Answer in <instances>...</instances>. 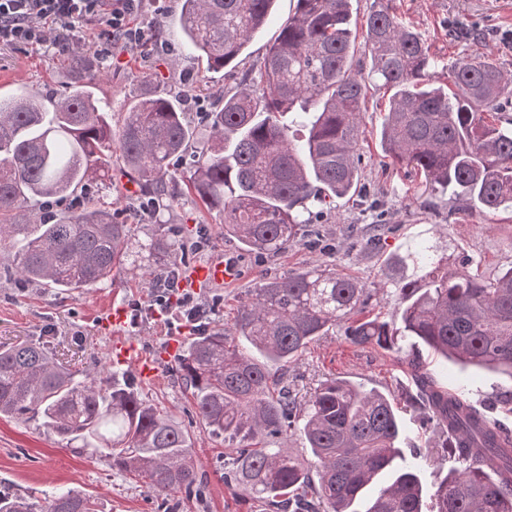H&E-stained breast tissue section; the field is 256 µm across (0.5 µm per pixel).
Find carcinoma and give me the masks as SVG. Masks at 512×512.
Instances as JSON below:
<instances>
[{
  "label": "carcinoma",
  "instance_id": "1",
  "mask_svg": "<svg viewBox=\"0 0 512 512\" xmlns=\"http://www.w3.org/2000/svg\"><path fill=\"white\" fill-rule=\"evenodd\" d=\"M352 0H296L269 46L258 77L224 89V105L206 114L196 137L183 96H132L124 118L93 100L98 59L83 57L69 90L47 105L23 90L0 97V248L12 257L7 278L43 288L84 290L129 265L154 281L188 257L186 243L157 224L131 261L130 225L92 196L112 179V156L160 205L181 175L197 205L223 216L224 235L247 251L279 253L336 200L360 191L358 152L370 87L389 94L381 129L383 157L450 191L461 205L512 210V76L487 55L465 56L437 84L428 43L375 0L363 44L350 29ZM275 0H183L184 44L209 73L227 70L267 23ZM368 78L357 77V52ZM85 199L56 213L33 214L35 201ZM413 279L395 283L401 325L371 316L373 291L324 269L263 279L248 290L230 327L204 326L176 369L199 423L224 442L237 493L275 512H512V431L409 360L414 389L404 402L444 428L436 456L402 455L397 399L330 377L301 391L271 374L287 372L308 347L341 325L356 346L393 350L408 342L462 367L512 378V266L494 279L462 261L450 271L426 239L398 259ZM241 335L250 345L236 344ZM0 417L38 419L65 447L79 442L108 452L112 463L157 495L199 489L188 431L141 400L115 371L81 379L39 342L0 346ZM294 431L312 459L278 444ZM453 457L458 467L424 510L420 474ZM0 512H97L95 499L71 490L44 503L0 493Z\"/></svg>",
  "mask_w": 512,
  "mask_h": 512
}]
</instances>
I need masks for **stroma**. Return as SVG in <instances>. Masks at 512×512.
<instances>
[{
    "instance_id": "obj_1",
    "label": "stroma",
    "mask_w": 512,
    "mask_h": 512,
    "mask_svg": "<svg viewBox=\"0 0 512 512\" xmlns=\"http://www.w3.org/2000/svg\"><path fill=\"white\" fill-rule=\"evenodd\" d=\"M295 5L296 0H277L271 20L240 57L235 77L258 75L281 23ZM392 5L427 39L437 60L439 79H446L449 66L461 56L478 52L490 54L503 70L512 72V8H495L491 0H392ZM181 8L182 0H140L132 23L144 29V39L133 49L115 43L111 56L105 58L104 74L93 92L115 119L124 116L131 90L143 84L151 89L193 92L194 100L186 101L185 107L191 122L198 126L203 123L200 110H212L218 103V82L203 81L200 62L177 39ZM461 28L484 32L485 42L475 46L460 41L456 32ZM57 55L56 49L45 47L0 49V94L31 89L49 97L63 91L73 73L57 62ZM384 109L381 93L369 95L359 142L361 181L383 209L376 212L348 198L337 200L335 209L324 213L315 224L316 231L335 244L332 253L302 240L278 254H250L234 238L223 236L219 214L183 196L184 183L179 179L173 183L176 197L171 209L129 217L124 202L131 196V175L117 161L112 164L111 182L100 185L97 197L113 204L119 221L131 222L133 244L144 242L159 220L169 224L179 237L204 235L202 250L191 256L192 265L221 259L237 267L235 281L197 290L212 324L222 326L231 321L247 289L256 281L318 267L336 270L369 286L383 284L374 311L396 325L400 322L398 293L392 282L405 275L396 258L411 240H431L440 255L447 257L449 268H459L467 257L484 276L492 277L512 266V212L462 210L447 192L432 195L431 207L420 208L423 187L419 177L399 169L385 171L380 166L379 130ZM381 218L388 229L377 236L373 226ZM148 298V284L131 270L117 275L115 282H103L82 292L19 286L0 279V342H45L78 376L95 377L111 365L110 338L99 326L101 318L112 306L128 309L146 303ZM128 333L153 355L159 354L172 337L185 342L191 336L187 328L172 333L163 320L149 313L130 320ZM407 360L404 350L351 345L342 330L335 328L309 346L298 364L289 369L288 381L305 388L340 377L368 389L396 393L408 380ZM176 365L173 358L161 361L158 378L138 383L137 392L190 433L203 482L200 495L159 497L143 481L113 467L111 457L62 447L59 437L40 421L10 418L0 419V490L41 501L55 491L77 489L95 498L99 512H270L265 503L241 497L225 483L224 446L200 425ZM428 370L448 387L465 382L472 404L487 408L490 419L512 429V414L495 405L498 396L512 392L511 378L477 368L464 370L439 360L431 361Z\"/></svg>"
}]
</instances>
